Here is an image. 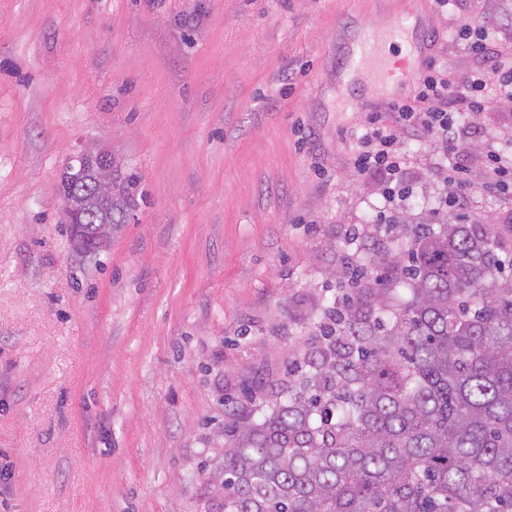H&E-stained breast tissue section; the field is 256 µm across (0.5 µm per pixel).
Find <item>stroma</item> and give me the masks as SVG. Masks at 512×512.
I'll return each mask as SVG.
<instances>
[{
	"label": "stroma",
	"mask_w": 512,
	"mask_h": 512,
	"mask_svg": "<svg viewBox=\"0 0 512 512\" xmlns=\"http://www.w3.org/2000/svg\"><path fill=\"white\" fill-rule=\"evenodd\" d=\"M415 22L417 72L459 95L463 23L512 49V0H0V512H208L226 413L287 386L372 224L492 222L512 201L441 170L512 151V101L465 117L448 155L408 138L398 181L358 174L369 117L405 99L350 44ZM111 148L144 200L98 260L71 253L66 156ZM466 168V166L457 162L449 164L448 169L446 170L447 172L445 173L446 176L444 177L448 185L457 190V194L453 197V200L458 204H461V202H464L466 199L465 190L468 185Z\"/></svg>",
	"instance_id": "1"
}]
</instances>
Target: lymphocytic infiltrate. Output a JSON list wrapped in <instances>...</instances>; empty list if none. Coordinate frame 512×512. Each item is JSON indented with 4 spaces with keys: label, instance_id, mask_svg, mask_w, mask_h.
I'll return each instance as SVG.
<instances>
[{
    "label": "lymphocytic infiltrate",
    "instance_id": "obj_1",
    "mask_svg": "<svg viewBox=\"0 0 512 512\" xmlns=\"http://www.w3.org/2000/svg\"><path fill=\"white\" fill-rule=\"evenodd\" d=\"M470 49L489 65L488 70L472 79V95H455L454 84L445 74L416 78L412 94L394 103L388 118H377L368 124L355 162L359 174L382 170L398 176L404 159L400 142L405 133L426 134L440 148L454 150L459 138L456 113L491 108L492 100L483 94L490 80H498L500 92L512 98V56L493 49L483 37L474 41Z\"/></svg>",
    "mask_w": 512,
    "mask_h": 512
}]
</instances>
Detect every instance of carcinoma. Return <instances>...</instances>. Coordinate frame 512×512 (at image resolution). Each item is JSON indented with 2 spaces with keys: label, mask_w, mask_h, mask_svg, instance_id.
<instances>
[{
  "label": "carcinoma",
  "mask_w": 512,
  "mask_h": 512,
  "mask_svg": "<svg viewBox=\"0 0 512 512\" xmlns=\"http://www.w3.org/2000/svg\"><path fill=\"white\" fill-rule=\"evenodd\" d=\"M140 176L62 173L80 236L125 224ZM261 418L224 422L218 512H512V279L492 225L390 224ZM404 286L398 292L395 286Z\"/></svg>",
  "instance_id": "1"
}]
</instances>
